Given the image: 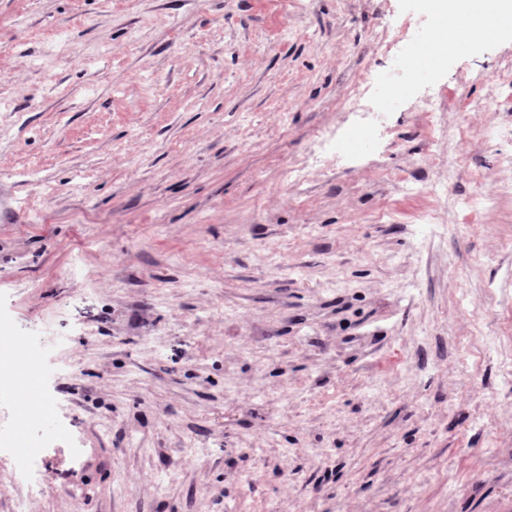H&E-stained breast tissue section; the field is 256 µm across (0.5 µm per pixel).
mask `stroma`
I'll return each instance as SVG.
<instances>
[{"label": "stroma", "instance_id": "35a3bbf8", "mask_svg": "<svg viewBox=\"0 0 512 512\" xmlns=\"http://www.w3.org/2000/svg\"><path fill=\"white\" fill-rule=\"evenodd\" d=\"M428 19L0 0V326L56 425L39 488L0 454V512H512V388L475 357L512 349V197L459 206L512 179V98L476 109L512 34L415 82ZM381 82L375 146L320 156Z\"/></svg>", "mask_w": 512, "mask_h": 512}]
</instances>
